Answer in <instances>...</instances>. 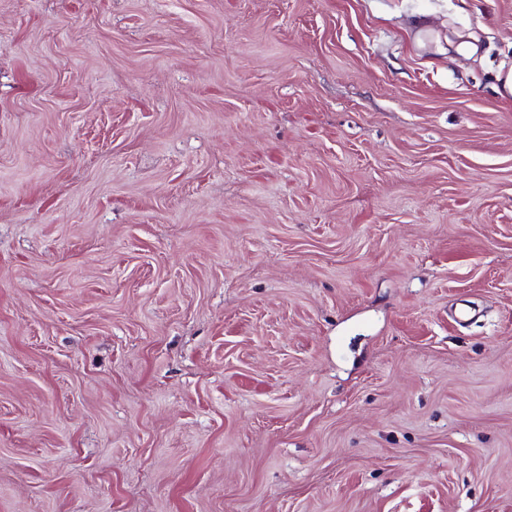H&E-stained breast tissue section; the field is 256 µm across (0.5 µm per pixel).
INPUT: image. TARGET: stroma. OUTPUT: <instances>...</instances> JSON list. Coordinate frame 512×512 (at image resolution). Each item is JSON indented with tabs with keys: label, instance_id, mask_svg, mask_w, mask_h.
<instances>
[{
	"label": "stroma",
	"instance_id": "obj_1",
	"mask_svg": "<svg viewBox=\"0 0 512 512\" xmlns=\"http://www.w3.org/2000/svg\"><path fill=\"white\" fill-rule=\"evenodd\" d=\"M512 0H0V512H512Z\"/></svg>",
	"mask_w": 512,
	"mask_h": 512
}]
</instances>
